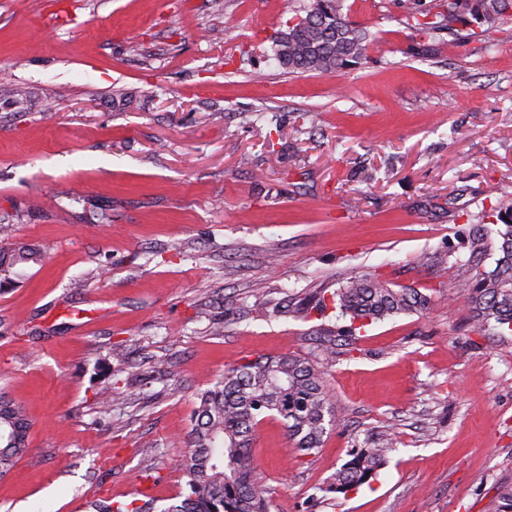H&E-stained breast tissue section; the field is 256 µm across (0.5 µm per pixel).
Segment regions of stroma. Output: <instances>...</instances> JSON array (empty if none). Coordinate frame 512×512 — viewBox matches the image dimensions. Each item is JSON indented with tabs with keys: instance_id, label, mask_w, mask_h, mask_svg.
I'll return each mask as SVG.
<instances>
[{
	"instance_id": "35a3bbf8",
	"label": "stroma",
	"mask_w": 512,
	"mask_h": 512,
	"mask_svg": "<svg viewBox=\"0 0 512 512\" xmlns=\"http://www.w3.org/2000/svg\"><path fill=\"white\" fill-rule=\"evenodd\" d=\"M343 10L372 42L323 75L274 61L282 0H0V218L45 254L0 287V385L32 448L0 479V512L128 502L144 481L157 506L180 502L199 394L259 356L313 357L322 336L337 423L301 456L261 422L269 512H491L512 482V335L472 332L438 274L512 196V21L425 43L400 0ZM344 272L435 292L355 331L303 315ZM117 344L146 398L105 420ZM385 437L373 481L324 493ZM116 387H112V383H108L101 387V389L96 393V402L95 405L98 409V413L104 417L110 415L112 413V405L115 401L124 400H132L131 396L134 394H125L123 391L119 393H115L113 389ZM126 396V397H124ZM113 403V404H112Z\"/></svg>"
}]
</instances>
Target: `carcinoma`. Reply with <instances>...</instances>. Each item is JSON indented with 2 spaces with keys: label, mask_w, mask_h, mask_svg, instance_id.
Listing matches in <instances>:
<instances>
[{
  "label": "carcinoma",
  "mask_w": 512,
  "mask_h": 512,
  "mask_svg": "<svg viewBox=\"0 0 512 512\" xmlns=\"http://www.w3.org/2000/svg\"><path fill=\"white\" fill-rule=\"evenodd\" d=\"M445 10L431 13L419 0H403L406 17L422 37L459 24L491 29L512 21V0H445ZM288 29L274 37L273 56L290 73H337L365 56L370 33L343 15L340 0H305L294 10ZM502 239L491 270L488 229L471 225L464 242L467 258L458 270V294L464 298L472 331L482 336L512 334V201L500 198L490 209ZM42 262V254L27 245L0 247V286L14 282L25 269ZM430 296L418 288L394 290L377 276L348 275L332 294L342 317L354 323L381 321L399 313L426 308ZM334 339L323 337L315 358L296 355L259 357L224 370L213 388L198 396L199 406L188 436L189 453L181 460L188 493L178 504L157 509L152 499L128 503L94 500L91 512H267V489L253 467L250 448L259 424L267 416L281 419L303 455L319 448L327 428L336 424L326 375L335 351ZM108 383L96 393L95 405L104 417L121 398ZM25 408L0 391V478L8 476L29 451ZM390 442L362 448L336 472L324 492L346 493L375 478L385 463ZM493 512H512V483L497 487Z\"/></svg>",
  "instance_id": "carcinoma-1"
}]
</instances>
